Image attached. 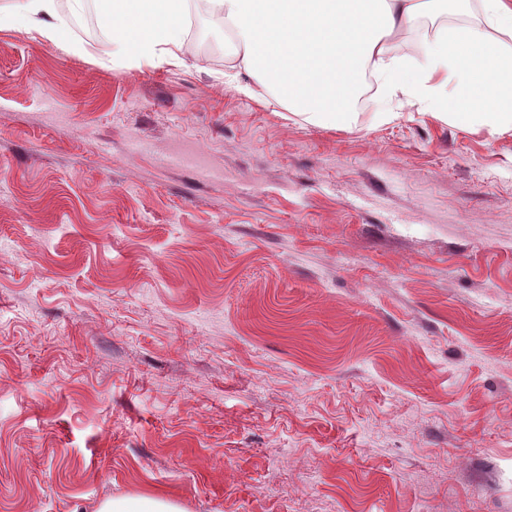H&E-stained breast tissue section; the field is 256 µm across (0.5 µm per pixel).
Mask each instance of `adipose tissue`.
<instances>
[{
  "label": "adipose tissue",
  "instance_id": "adipose-tissue-1",
  "mask_svg": "<svg viewBox=\"0 0 512 512\" xmlns=\"http://www.w3.org/2000/svg\"><path fill=\"white\" fill-rule=\"evenodd\" d=\"M112 15V56L176 58L189 9L218 12L234 36L224 82L270 91L309 124L352 129L354 100L373 78L388 101L418 103L437 117L492 133L512 131V0H101ZM477 8L481 20L422 34L418 57L391 39L417 19ZM453 86L443 96L445 86Z\"/></svg>",
  "mask_w": 512,
  "mask_h": 512
}]
</instances>
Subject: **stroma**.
Here are the masks:
<instances>
[{
	"label": "stroma",
	"mask_w": 512,
	"mask_h": 512,
	"mask_svg": "<svg viewBox=\"0 0 512 512\" xmlns=\"http://www.w3.org/2000/svg\"><path fill=\"white\" fill-rule=\"evenodd\" d=\"M0 0V512H512V132L351 130ZM54 0H26L24 11L29 18L33 28L44 39L56 43L60 39V30L64 23L58 20V23L49 22L43 18H55L56 10ZM56 19V18H55ZM99 512H182L170 502L154 497L112 499L102 504Z\"/></svg>",
	"instance_id": "obj_1"
}]
</instances>
